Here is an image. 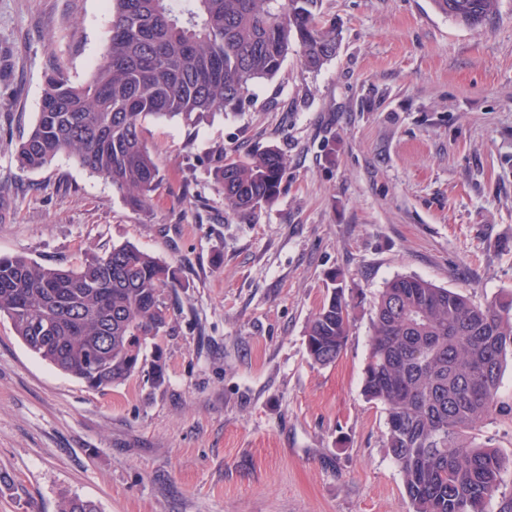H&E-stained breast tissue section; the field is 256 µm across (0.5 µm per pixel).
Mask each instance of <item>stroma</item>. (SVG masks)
Listing matches in <instances>:
<instances>
[{
    "label": "stroma",
    "mask_w": 512,
    "mask_h": 512,
    "mask_svg": "<svg viewBox=\"0 0 512 512\" xmlns=\"http://www.w3.org/2000/svg\"><path fill=\"white\" fill-rule=\"evenodd\" d=\"M340 47L291 55L243 112L150 118V210L67 157L20 170L45 77L85 82L107 0H0V256L77 268L132 244L180 272L156 343L165 382L105 390L54 368L0 317V512H410L362 394L374 302L416 276L486 303L512 292V0L481 27L432 0H320ZM277 148V199L230 210L220 157ZM352 290L335 363L305 327Z\"/></svg>",
    "instance_id": "1"
}]
</instances>
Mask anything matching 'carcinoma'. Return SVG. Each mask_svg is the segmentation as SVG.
<instances>
[{"label":"carcinoma","instance_id":"carcinoma-1","mask_svg":"<svg viewBox=\"0 0 512 512\" xmlns=\"http://www.w3.org/2000/svg\"><path fill=\"white\" fill-rule=\"evenodd\" d=\"M112 29L88 80L58 68L46 78L35 125L17 147L23 171L73 158L134 209L147 210L158 170L143 138L149 117L185 121L241 112L250 89L273 78L289 54L321 69L339 49L318 0H110ZM497 0H433L465 26L483 24ZM287 161L269 148L213 170L228 208L242 215L273 202ZM177 269L131 244L87 257L75 270L0 257V315L26 347L93 388L145 371L146 350L168 326L163 293ZM57 320L55 340L36 322ZM350 331V303L333 289L306 328L314 365L332 364ZM512 357V294L484 304L415 276L377 296L363 372L365 398L387 414L383 447L399 467L412 512H512L503 491L507 458L476 430L512 415L500 401ZM61 512H98L73 497Z\"/></svg>","mask_w":512,"mask_h":512}]
</instances>
